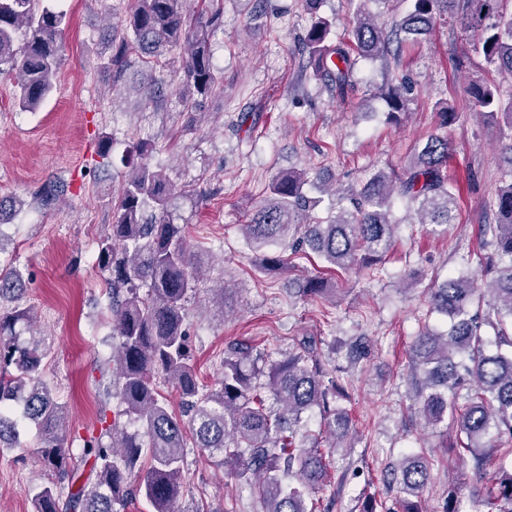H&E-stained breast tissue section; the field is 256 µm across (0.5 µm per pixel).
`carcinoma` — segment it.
<instances>
[{
    "label": "carcinoma",
    "mask_w": 512,
    "mask_h": 512,
    "mask_svg": "<svg viewBox=\"0 0 512 512\" xmlns=\"http://www.w3.org/2000/svg\"><path fill=\"white\" fill-rule=\"evenodd\" d=\"M302 2L310 25L299 49L314 77L340 94L354 88L359 61L399 55L403 46L430 34L440 17L475 31L487 64L512 75L508 0H413L411 11L391 24L368 10L369 0H349L354 26L348 39L336 34V18L321 12L323 0ZM68 25L67 13L47 0H0V75L15 76L21 110H37L52 92ZM223 25L224 0H197L194 10L188 0H134L99 52L100 68L112 75L114 87L136 63L151 71L175 68L182 73L179 99L197 108L224 84L211 46ZM410 91L404 81L389 85L383 94L387 122H402ZM471 95L479 111L505 116L512 139V97L481 82L472 85ZM156 151L151 140L130 146L123 159L128 170L112 199V224L97 242L112 336V381L103 397L118 399L122 410L109 424L101 409L103 427L83 438L79 456L71 454L67 414L44 375L46 349L33 310H0V440L9 438L12 451L24 450L11 417L15 410L37 426L48 478L33 492V512H121L140 497L150 512H184L177 503L188 432L193 447L252 486L261 512H329L307 497L327 482L332 455L305 430L304 417L319 412L331 448L348 435L351 418L337 402L341 389L323 384L321 342L303 336L265 368L250 348L236 345L220 361L216 382L200 383L187 335L188 302L202 288L207 253L190 247L185 225L175 223L176 189L164 169L147 164ZM449 155L448 137L431 135L401 170L374 173L360 189L348 191V206H329L324 217L315 211L330 191L306 170L281 172L243 225L246 241L255 249L288 247L265 257L266 272L278 273L309 252L343 271L373 272L393 245L395 205L406 209L413 224L455 222L458 188L448 179ZM491 207L496 220L481 225V235L494 255L482 262V286H474L467 257L428 289L430 311L449 319V326L422 327L411 346L410 383L426 427L436 431L453 420L449 447L461 459L472 457L477 480H483L486 450L495 449L497 467L482 495L487 512H512V171ZM21 288L15 269L0 268V298ZM478 292L489 296L485 309L473 307ZM293 293L321 300L336 289L316 276L300 280ZM485 326L494 331L493 351L486 348ZM373 347L361 337L347 345V354L357 361ZM162 380L176 388L180 410L162 395ZM82 464L89 473L80 482ZM428 478L423 453L401 458L386 479L401 486L398 512H425L420 492Z\"/></svg>",
    "instance_id": "carcinoma-1"
}]
</instances>
